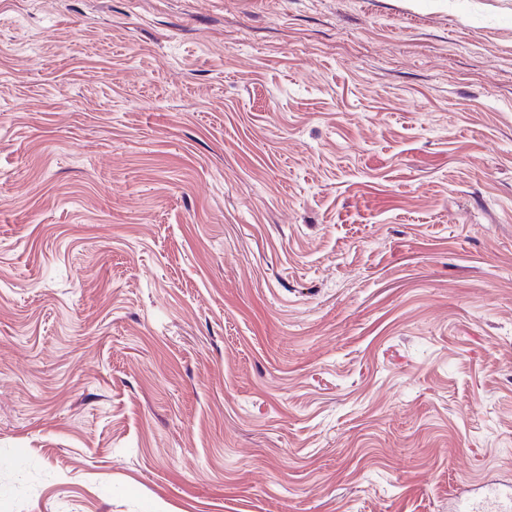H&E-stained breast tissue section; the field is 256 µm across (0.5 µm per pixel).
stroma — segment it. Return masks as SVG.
<instances>
[{"mask_svg":"<svg viewBox=\"0 0 512 512\" xmlns=\"http://www.w3.org/2000/svg\"><path fill=\"white\" fill-rule=\"evenodd\" d=\"M495 479L512 0H0V512Z\"/></svg>","mask_w":512,"mask_h":512,"instance_id":"35a3bbf8","label":"stroma"}]
</instances>
